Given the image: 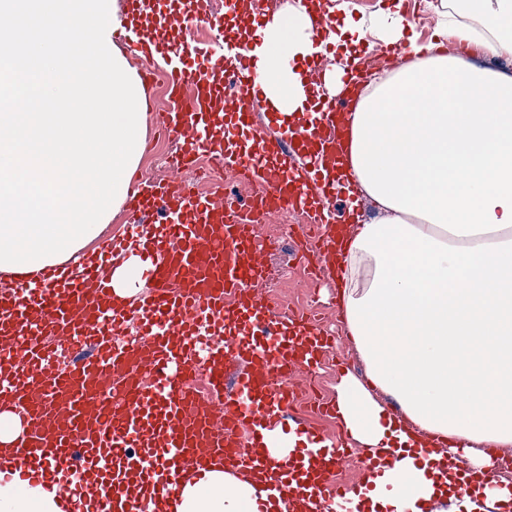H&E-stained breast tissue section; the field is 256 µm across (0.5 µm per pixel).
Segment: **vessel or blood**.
Returning a JSON list of instances; mask_svg holds the SVG:
<instances>
[{"label": "vessel or blood", "instance_id": "obj_1", "mask_svg": "<svg viewBox=\"0 0 512 512\" xmlns=\"http://www.w3.org/2000/svg\"><path fill=\"white\" fill-rule=\"evenodd\" d=\"M127 6L119 39L132 42L143 82L166 85L163 131L189 142L172 167L211 154L260 191L220 206L181 180H136L126 196L131 238L102 241L78 268L49 266L0 294V401L24 426L11 471L55 488L60 512L87 498L91 512H171L201 457L234 473L264 467V442L275 437L291 449L259 512H319L322 501L350 512L349 490L332 476L347 441L284 425L293 377L314 372L328 338L318 317L278 316L264 301L258 287L273 243L257 226L290 208L326 222L336 180L324 170L357 99L333 97L289 122L286 135L260 133L239 149L259 93L255 58L224 31L214 42L170 39V0ZM225 77L237 89L230 102ZM290 236L320 274L329 248L312 224L292 225ZM128 254L138 255L146 288L133 300L117 298L106 269ZM89 470L98 474L91 488Z\"/></svg>", "mask_w": 512, "mask_h": 512}]
</instances>
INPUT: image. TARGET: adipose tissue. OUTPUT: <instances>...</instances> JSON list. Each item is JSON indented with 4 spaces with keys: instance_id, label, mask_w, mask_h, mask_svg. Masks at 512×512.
Here are the masks:
<instances>
[{
    "instance_id": "adipose-tissue-1",
    "label": "adipose tissue",
    "mask_w": 512,
    "mask_h": 512,
    "mask_svg": "<svg viewBox=\"0 0 512 512\" xmlns=\"http://www.w3.org/2000/svg\"><path fill=\"white\" fill-rule=\"evenodd\" d=\"M447 17L445 39L512 56V0H449ZM313 19L302 5L256 32L262 92L288 113L307 95L282 62L312 51ZM381 26L407 61L360 96L336 163L346 191L375 204L369 221L339 233L332 260L366 366L365 378H340L337 414L373 457L396 460L365 492L369 512H417L421 500L437 512H512L493 454L512 446V76L406 39L402 17ZM271 479L207 460L173 510L258 512ZM395 481L400 490L386 492ZM0 512L58 508L33 478L0 483Z\"/></svg>"
}]
</instances>
